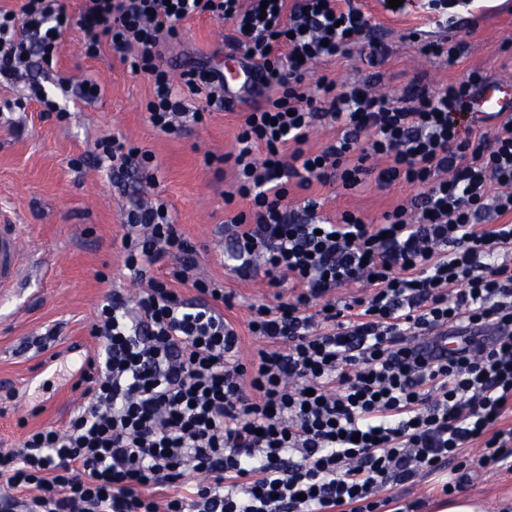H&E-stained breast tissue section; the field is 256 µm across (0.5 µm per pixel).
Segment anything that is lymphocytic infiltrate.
Instances as JSON below:
<instances>
[{
	"mask_svg": "<svg viewBox=\"0 0 512 512\" xmlns=\"http://www.w3.org/2000/svg\"><path fill=\"white\" fill-rule=\"evenodd\" d=\"M22 0L0 9V83L52 69L71 27L86 56L118 54L153 86L147 119L178 136L238 101L210 61L163 67L183 24L224 20L266 97L242 115L223 162L247 201L224 231L240 278L264 275L272 302L251 305L249 362L224 314L232 297L198 273L196 246L164 201L130 199L123 265L135 299L107 292L90 334L99 346L81 380L88 405L60 427L0 451L6 512H380L387 490L420 473L512 469V113L481 112L489 84L473 69L438 86L418 75L400 97L380 94L390 54L364 0ZM443 31L426 57L455 65L461 0H425ZM360 48L370 69L337 84L317 65ZM201 105L187 109L186 96ZM340 135L318 150L320 124ZM114 177L153 156L124 136L95 145ZM341 183L418 194L371 219L320 202L288 206L291 188ZM495 223H488V216ZM358 283L361 296L335 297ZM456 348L444 352L441 337Z\"/></svg>",
	"mask_w": 512,
	"mask_h": 512,
	"instance_id": "obj_1",
	"label": "lymphocytic infiltrate"
}]
</instances>
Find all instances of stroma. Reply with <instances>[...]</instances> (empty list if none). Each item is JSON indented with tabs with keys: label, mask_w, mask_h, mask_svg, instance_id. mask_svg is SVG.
<instances>
[{
	"label": "stroma",
	"mask_w": 512,
	"mask_h": 512,
	"mask_svg": "<svg viewBox=\"0 0 512 512\" xmlns=\"http://www.w3.org/2000/svg\"><path fill=\"white\" fill-rule=\"evenodd\" d=\"M502 8L503 0H481L460 29L468 42L463 57L445 68L421 55L408 37L412 30L429 27L430 15L418 0H408L400 14L386 10L381 0H367L374 34L391 49L379 68L381 92L398 96L421 71L437 85L473 68L512 85V50L503 48L512 40V13ZM230 32L214 18L188 20L180 41L166 45L162 64L177 73L199 56L210 55L235 69L239 55L229 42ZM83 42L79 28L68 30L54 73L35 69L28 81L50 90L57 78L77 84L92 76L102 87L95 102L59 98L69 114L64 122L44 118L31 105L15 112V124L0 123V218L17 225L35 255L19 292L0 301V387L17 392L14 400L0 402V450L17 447L28 431L60 426L84 407L77 385L80 372L73 362L97 350L90 329L104 297L98 274L111 276L114 288L127 297L138 291L124 273L120 237L124 209L142 184L136 174L117 180L96 166L93 150L99 138L120 134L154 154L158 170L151 193L169 205L182 232L197 245L201 272L223 281L225 292L233 294L228 318L244 325L250 304L270 298L262 277L244 280L232 271L230 244L216 233L225 219L224 193L233 181L215 175L204 158L233 151L238 111L215 113L181 137L167 136L146 118L151 95L147 78L132 74L114 54L86 57ZM415 193V187L399 184L384 192L366 188L349 194L334 184L319 189V214L332 221L346 210L376 216ZM50 330L55 340L46 349L35 347V339ZM462 491L486 500L490 512H512V472H477Z\"/></svg>",
	"instance_id": "obj_1"
}]
</instances>
